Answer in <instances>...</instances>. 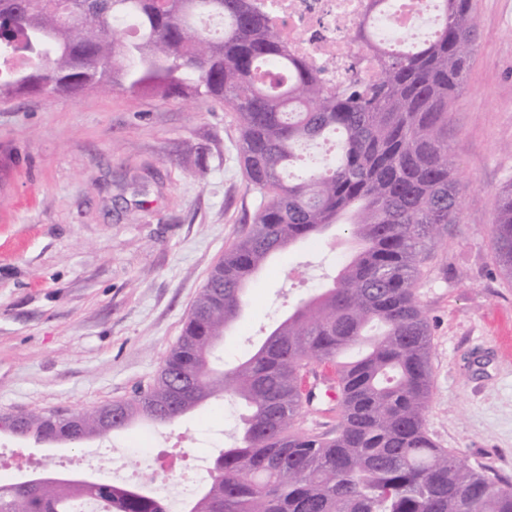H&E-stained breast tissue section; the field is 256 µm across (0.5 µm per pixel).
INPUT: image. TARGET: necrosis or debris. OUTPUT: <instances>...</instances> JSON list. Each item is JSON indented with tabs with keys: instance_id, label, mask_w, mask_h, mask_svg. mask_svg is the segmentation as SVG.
Wrapping results in <instances>:
<instances>
[{
	"instance_id": "1",
	"label": "necrosis or debris",
	"mask_w": 512,
	"mask_h": 512,
	"mask_svg": "<svg viewBox=\"0 0 512 512\" xmlns=\"http://www.w3.org/2000/svg\"><path fill=\"white\" fill-rule=\"evenodd\" d=\"M278 24L283 37L298 55L316 62L334 59L343 70L353 47L348 35L360 22H367L374 40L386 47H399L416 32L436 33L441 18L428 0H389L385 12L370 15L367 0H261Z\"/></svg>"
}]
</instances>
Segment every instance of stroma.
Instances as JSON below:
<instances>
[{
	"instance_id": "stroma-1",
	"label": "stroma",
	"mask_w": 512,
	"mask_h": 512,
	"mask_svg": "<svg viewBox=\"0 0 512 512\" xmlns=\"http://www.w3.org/2000/svg\"><path fill=\"white\" fill-rule=\"evenodd\" d=\"M481 22L448 143L460 222L426 253L417 285L432 331L426 426L440 447L512 479V277L493 258L494 195L512 183V0H473ZM259 205L234 113L210 98L89 92L0 100V413H76L152 380L225 250ZM343 237L276 255L219 344L217 368L254 349L301 299L330 283ZM238 408L211 399L162 427L81 445L0 434L14 478L80 477L107 453L118 487L163 473L138 454L196 464L233 445Z\"/></svg>"
}]
</instances>
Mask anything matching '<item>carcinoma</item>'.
I'll return each mask as SVG.
<instances>
[{
	"instance_id": "1",
	"label": "carcinoma",
	"mask_w": 512,
	"mask_h": 512,
	"mask_svg": "<svg viewBox=\"0 0 512 512\" xmlns=\"http://www.w3.org/2000/svg\"><path fill=\"white\" fill-rule=\"evenodd\" d=\"M70 28L52 0H0V100L49 93L76 100L119 90L210 97L238 121L240 160L259 206L250 231L213 268L152 383L123 401L121 431L174 422L217 393L239 403V445L214 457L185 512H512V482L463 463L425 427L431 326L416 295L420 256L460 198L448 145L449 103L465 88L480 20L473 0H434V37L402 50L349 34L344 76L296 55L257 0H73ZM135 22L129 33L120 22ZM334 156L293 180L306 147ZM346 225L353 248L332 285L301 300L242 362L213 365L217 345L270 259ZM512 261V185L495 195L494 261ZM312 362L338 373L336 435L300 434L299 378ZM104 407L0 416L19 439L82 444L104 431ZM168 512L140 486L105 479L0 483V512Z\"/></svg>"
}]
</instances>
